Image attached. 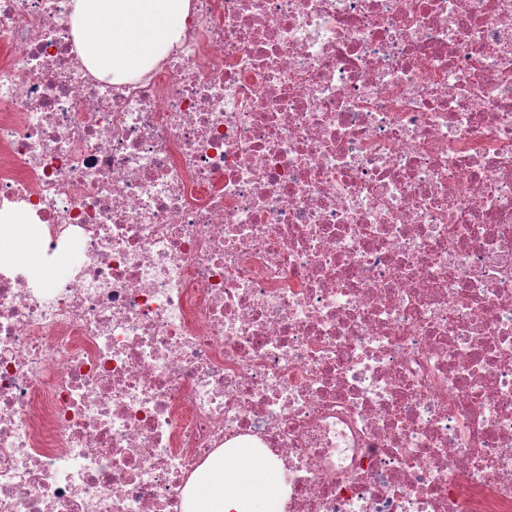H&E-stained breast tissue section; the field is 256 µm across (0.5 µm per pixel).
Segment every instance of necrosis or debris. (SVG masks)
<instances>
[{"label": "necrosis or debris", "mask_w": 512, "mask_h": 512, "mask_svg": "<svg viewBox=\"0 0 512 512\" xmlns=\"http://www.w3.org/2000/svg\"><path fill=\"white\" fill-rule=\"evenodd\" d=\"M139 78L0 0V512H512V0H190ZM21 218H16L11 222L0 225V242L7 241L10 244L24 243L26 248L19 250L11 249L10 258L23 267H25L31 275L35 276L25 265L38 274L43 273V267L38 263V256L42 249L40 234H36L29 224H22ZM25 264V265H23ZM36 277V276H35ZM278 469L274 459L261 457L250 448H227L223 460H214L188 485L187 511L280 512Z\"/></svg>", "instance_id": "obj_1"}]
</instances>
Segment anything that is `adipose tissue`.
Wrapping results in <instances>:
<instances>
[{
  "label": "adipose tissue",
  "instance_id": "adipose-tissue-1",
  "mask_svg": "<svg viewBox=\"0 0 512 512\" xmlns=\"http://www.w3.org/2000/svg\"><path fill=\"white\" fill-rule=\"evenodd\" d=\"M189 0H73L76 49L95 75L122 82L155 65L185 28ZM14 262L39 270V234L21 219L0 225ZM278 463L248 448H228L199 471L186 492L188 512H281Z\"/></svg>",
  "mask_w": 512,
  "mask_h": 512
}]
</instances>
